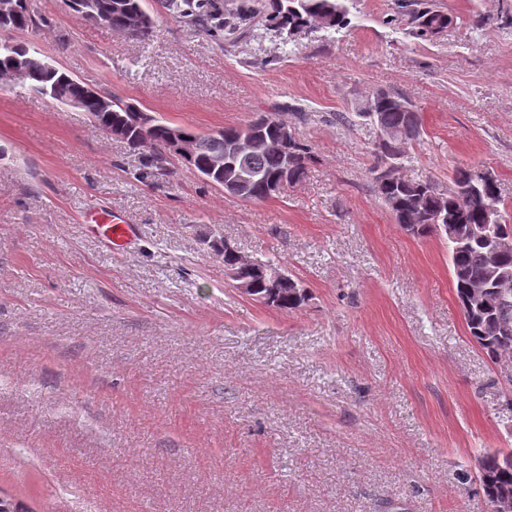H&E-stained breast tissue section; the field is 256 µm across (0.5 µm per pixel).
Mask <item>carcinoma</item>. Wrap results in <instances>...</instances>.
<instances>
[{
  "instance_id": "obj_1",
  "label": "carcinoma",
  "mask_w": 512,
  "mask_h": 512,
  "mask_svg": "<svg viewBox=\"0 0 512 512\" xmlns=\"http://www.w3.org/2000/svg\"><path fill=\"white\" fill-rule=\"evenodd\" d=\"M69 8L93 25H106L128 39L141 43L156 34L153 16L143 7V0H67ZM348 0H237L232 8L224 0H157L164 12L173 15L202 35L222 44L240 38L249 27L262 22L267 29L283 36V44L296 42L294 31L316 28L332 35L350 27ZM410 20V34L430 42L453 22L452 17L434 7L428 0H409L404 4ZM42 23L30 0H20L17 13L0 19V32L38 30ZM35 51V47L0 37V78L11 86L10 70L15 62ZM23 89L41 96L53 90L80 99L91 117L94 128L106 138L123 141L140 155L142 170L137 180L153 187L169 181L175 174L173 149L168 139L170 125L151 120L143 131V117L134 106L119 101L110 112H98L87 100V85L58 66L46 68L35 60L30 63ZM292 112L298 123L311 119L300 104L273 103L257 113L243 127H228L206 133L186 129L184 134L197 140L198 153L185 166L195 171L207 184L228 187L237 183L238 173L207 170L208 159L238 139L255 135L267 139L284 138L278 150L260 151L248 161V167L259 174V180L229 195L243 201L264 202L279 196L272 186L279 185L283 171H288V185L300 183L317 155L295 126L282 118ZM331 120L346 126L361 118L395 133L397 138L378 142L376 164L372 169V189L388 209L395 223L414 236L435 234L448 243V256L457 301L464 315L468 335L494 362L504 354L512 356V253L501 257L493 268L487 254L493 242L485 227L490 209H498V231L512 235V221L501 206L498 179L478 180V169L457 167L451 185L443 189L430 180L406 179L399 174L402 147L419 139L423 133L422 118L412 104L398 95L379 91L371 95L354 112L334 113ZM454 225L458 238L445 231ZM209 247L224 257V268L236 282H250L258 293L267 292L268 283L262 271L273 266L269 261L251 265L233 262L224 252V237L218 236ZM308 301L301 282L287 275L286 283L276 293L272 306L283 311L296 310ZM512 451H486L480 455L482 469L477 471L478 486L483 496L493 494L512 499V466L505 465Z\"/></svg>"
}]
</instances>
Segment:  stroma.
<instances>
[{
  "instance_id": "stroma-1",
  "label": "stroma",
  "mask_w": 512,
  "mask_h": 512,
  "mask_svg": "<svg viewBox=\"0 0 512 512\" xmlns=\"http://www.w3.org/2000/svg\"><path fill=\"white\" fill-rule=\"evenodd\" d=\"M433 2L453 18L433 41L387 24L397 0H348L349 28L287 57L275 34L219 44L155 0L145 44L33 0L50 25L15 40L83 82L203 132L306 105L319 161L262 203L183 166L154 190L87 113L0 90V494L32 512H488L463 476L512 449V360L469 338L445 240L374 195L377 128L324 120L400 94L423 120L401 175L490 169L512 214V0ZM92 211L136 236L112 249ZM219 232L308 304L240 294Z\"/></svg>"
}]
</instances>
